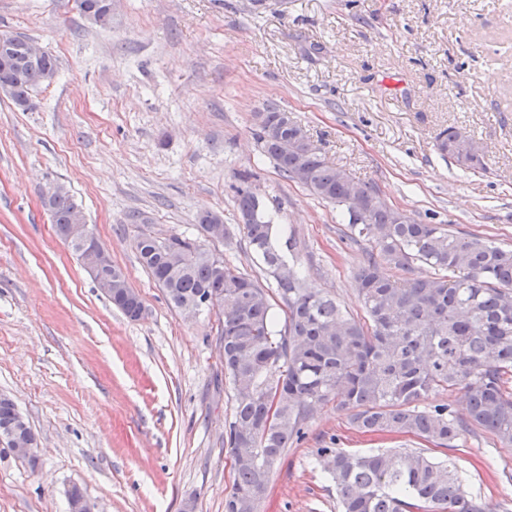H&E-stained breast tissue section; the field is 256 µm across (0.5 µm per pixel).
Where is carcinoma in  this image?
Here are the masks:
<instances>
[{"mask_svg": "<svg viewBox=\"0 0 512 512\" xmlns=\"http://www.w3.org/2000/svg\"><path fill=\"white\" fill-rule=\"evenodd\" d=\"M91 24L106 27L112 16L100 0H75ZM29 40L14 37L0 50V73L15 104L51 83L58 59L28 57ZM258 142L284 178L305 175L303 186L340 207L353 238L370 244L354 273L364 317H352L336 298L310 288L302 270L287 265L293 238H282L258 195L238 190L244 237L274 279V291L222 259L198 239L142 231L136 249L142 266L181 310L204 295L224 299V377L233 393L226 443L234 479L224 512H261L270 475L288 445L303 437L313 410L334 403L364 433L410 435L448 447L477 429L512 447V248L487 238L457 236L440 224L396 218L377 189L322 157L302 126L286 112L259 114ZM474 138L453 127L436 136V150L464 170L484 168L471 155ZM57 227L84 211L71 195L50 202ZM224 222L213 211L196 216L201 233ZM408 272L421 262L431 276L390 279L380 263ZM285 313L279 327L272 297ZM461 390L466 414L442 402L420 407L432 394ZM34 437L15 403L0 396V436ZM336 489L340 512H493L467 492L456 465L426 448H378L352 454L320 448L317 460Z\"/></svg>", "mask_w": 512, "mask_h": 512, "instance_id": "carcinoma-1", "label": "carcinoma"}]
</instances>
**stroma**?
<instances>
[{"instance_id":"35a3bbf8","label":"stroma","mask_w":512,"mask_h":512,"mask_svg":"<svg viewBox=\"0 0 512 512\" xmlns=\"http://www.w3.org/2000/svg\"><path fill=\"white\" fill-rule=\"evenodd\" d=\"M58 59L27 106L0 94V394L29 423L35 459L0 447V512H224L233 481L216 314L189 320L141 265L140 229L196 235L203 210L232 227L226 262L272 276L237 232L235 189L251 173L311 287L353 315L367 242L341 208L262 156L259 112H287L327 162L417 220L512 247V0H112L91 25L74 0H0V32ZM457 127L484 171L443 159ZM63 184L140 295L129 321L56 234L42 190ZM147 216L146 227L129 216ZM271 475L263 512H339L321 448L366 453L423 440L354 429L329 403ZM468 492L512 512V447L484 431L429 448Z\"/></svg>"}]
</instances>
